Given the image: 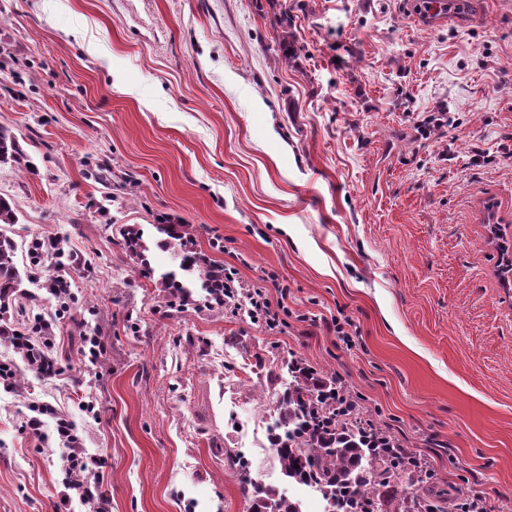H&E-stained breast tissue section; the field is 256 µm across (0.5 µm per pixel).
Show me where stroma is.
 Masks as SVG:
<instances>
[{
    "label": "stroma",
    "mask_w": 512,
    "mask_h": 512,
    "mask_svg": "<svg viewBox=\"0 0 512 512\" xmlns=\"http://www.w3.org/2000/svg\"><path fill=\"white\" fill-rule=\"evenodd\" d=\"M0 0V126L35 169L0 166L19 245L62 240L70 315L40 281L14 329L53 320L62 373L45 378L0 336V512L62 503L56 417L103 456L112 512H252L225 449L305 512H323L233 422L273 415L257 359L337 379L449 497L512 512V0ZM294 57L282 58V20ZM446 110L442 126L418 123ZM111 185L91 177L98 166ZM245 287L287 289L283 332L246 306L168 307L177 268L160 224ZM141 229L143 275L121 230ZM223 241L224 250L214 249ZM349 318L350 339L329 331ZM100 337L92 364L82 339ZM93 402L96 414L84 411ZM54 409L43 437L33 403Z\"/></svg>",
    "instance_id": "1"
}]
</instances>
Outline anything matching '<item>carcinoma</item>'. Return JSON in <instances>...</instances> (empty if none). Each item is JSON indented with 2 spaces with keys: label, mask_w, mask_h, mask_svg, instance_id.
Here are the masks:
<instances>
[{
  "label": "carcinoma",
  "mask_w": 512,
  "mask_h": 512,
  "mask_svg": "<svg viewBox=\"0 0 512 512\" xmlns=\"http://www.w3.org/2000/svg\"><path fill=\"white\" fill-rule=\"evenodd\" d=\"M7 164L33 168L17 136L0 127V165ZM158 230L174 242L190 238L185 224H160ZM16 251L15 242L1 233L0 336L14 335L4 320L12 302L26 296ZM199 268L209 291L197 305L213 308L215 290L224 287L221 272L202 263ZM42 287L60 301L69 299L58 276L44 275ZM286 365L291 380L284 390L277 389L279 374L272 368L259 382L276 395L278 418L271 446L288 478L318 489L327 503L325 512H465V504H453L432 490V471L401 448L390 432L368 422L344 384L296 358ZM225 455L238 466L240 485L251 494L254 512H302L298 502L254 480L242 456L228 448Z\"/></svg>",
  "instance_id": "cac0c4a2"
}]
</instances>
